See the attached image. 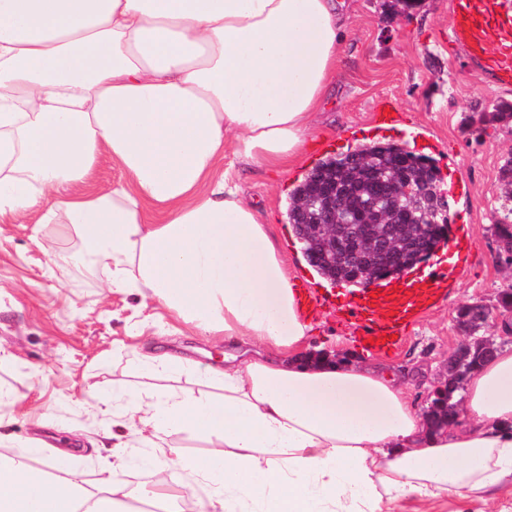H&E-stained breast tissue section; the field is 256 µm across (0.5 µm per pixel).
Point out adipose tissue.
Here are the masks:
<instances>
[{
  "instance_id": "obj_1",
  "label": "adipose tissue",
  "mask_w": 512,
  "mask_h": 512,
  "mask_svg": "<svg viewBox=\"0 0 512 512\" xmlns=\"http://www.w3.org/2000/svg\"><path fill=\"white\" fill-rule=\"evenodd\" d=\"M346 33L344 0H0V217L59 225L80 243L60 260L229 347L201 377L223 398L114 392L97 490L58 477L71 449L0 454V512H128L130 460L169 469L163 512L193 480L211 489L198 512H395L512 484V345L467 375L463 426L432 427L394 377L308 351L288 262L244 199L242 166L301 161ZM104 155L126 180L56 194ZM174 432L212 448L184 454Z\"/></svg>"
}]
</instances>
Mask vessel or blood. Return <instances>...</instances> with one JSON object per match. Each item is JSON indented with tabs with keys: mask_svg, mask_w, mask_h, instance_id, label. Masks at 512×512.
<instances>
[{
	"mask_svg": "<svg viewBox=\"0 0 512 512\" xmlns=\"http://www.w3.org/2000/svg\"><path fill=\"white\" fill-rule=\"evenodd\" d=\"M451 35L472 53L484 55L487 69L500 82L512 83V5L507 0H452ZM471 248L463 236H454L449 259H437L397 283L362 289L349 313L370 339V352L386 354L398 347V334L439 302L442 285L457 270L456 257Z\"/></svg>",
	"mask_w": 512,
	"mask_h": 512,
	"instance_id": "1",
	"label": "vessel or blood"
}]
</instances>
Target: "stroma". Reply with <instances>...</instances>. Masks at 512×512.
<instances>
[{"instance_id": "35a3bbf8", "label": "stroma", "mask_w": 512, "mask_h": 512, "mask_svg": "<svg viewBox=\"0 0 512 512\" xmlns=\"http://www.w3.org/2000/svg\"><path fill=\"white\" fill-rule=\"evenodd\" d=\"M352 33L342 65L301 164L243 170L245 198L256 207L288 261L295 290L309 288L303 304L313 344H333L340 355L378 366L405 380L419 410H426L449 353L462 342L459 310L476 302L497 305L512 291V264L499 256L495 224L500 217L501 168L512 156V120L497 121L500 103L512 104V86L499 85L480 63L451 41V0H347ZM397 105L393 125L373 127L384 100ZM371 140L407 144L433 159L442 187L467 185L469 200L451 201L453 226H466L473 251L445 296L410 326L400 346L368 352L345 305L350 290L315 280L300 263V245L286 220L290 191L329 154ZM55 225L34 234L32 225L0 223V390L10 394L0 421L4 447L23 452L34 437H53L57 447L79 445L73 466L88 489L103 477L107 450L87 440L110 426L112 387L192 388L196 376L223 362L224 339L205 336L173 313L143 308L138 296L114 294L103 276L86 275L70 263L52 262L66 248ZM160 347L188 359L187 369L155 375L137 369L135 352ZM408 512H512V487L480 501L461 495L412 502Z\"/></svg>"}]
</instances>
